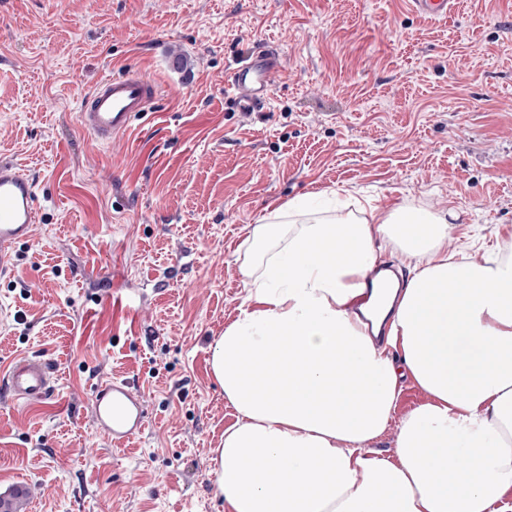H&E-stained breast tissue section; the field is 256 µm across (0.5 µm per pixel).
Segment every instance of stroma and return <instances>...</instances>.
I'll return each instance as SVG.
<instances>
[{
  "instance_id": "35a3bbf8",
  "label": "stroma",
  "mask_w": 512,
  "mask_h": 512,
  "mask_svg": "<svg viewBox=\"0 0 512 512\" xmlns=\"http://www.w3.org/2000/svg\"><path fill=\"white\" fill-rule=\"evenodd\" d=\"M283 67L264 108L225 88L254 45ZM160 98L101 141L77 114L104 78ZM38 185L28 243L0 269V372L46 360L39 404L0 385V496L22 512H227L212 451L238 420L209 348L237 317L252 229L296 196L454 211L441 252L512 244V0L433 22L406 0H0V160ZM148 413L99 435L95 384ZM428 394L402 379L370 453L397 458Z\"/></svg>"
}]
</instances>
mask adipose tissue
<instances>
[{
    "label": "adipose tissue",
    "instance_id": "1",
    "mask_svg": "<svg viewBox=\"0 0 512 512\" xmlns=\"http://www.w3.org/2000/svg\"><path fill=\"white\" fill-rule=\"evenodd\" d=\"M260 224L263 273L210 347L240 415L214 449L229 512H501L512 489V256L437 250L456 218L398 207L314 216L289 200ZM425 256L370 289L376 238ZM410 378L429 399L402 421L398 462L370 454ZM459 462H448L449 453Z\"/></svg>",
    "mask_w": 512,
    "mask_h": 512
}]
</instances>
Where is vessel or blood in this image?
<instances>
[{"instance_id":"obj_1","label":"vessel or blood","mask_w":512,"mask_h":512,"mask_svg":"<svg viewBox=\"0 0 512 512\" xmlns=\"http://www.w3.org/2000/svg\"><path fill=\"white\" fill-rule=\"evenodd\" d=\"M411 9L429 19L443 20L456 9V0H409ZM280 70L275 53L251 52L237 63L228 86L238 111L252 112L264 104ZM159 96L157 82L148 76L117 74L105 79L88 96L77 115L79 127L104 140L128 131ZM36 184L11 162L0 161V267L13 249L28 241L29 229L38 215ZM12 398L37 402L52 389L51 371L45 361L26 358L15 362L4 379ZM99 433L114 441L129 440L147 425V411L140 396L125 381H105L93 393Z\"/></svg>"}]
</instances>
